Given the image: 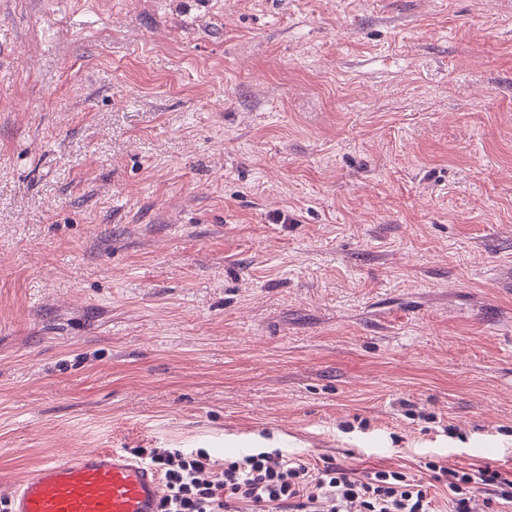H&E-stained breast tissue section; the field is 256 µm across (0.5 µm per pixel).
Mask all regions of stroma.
Returning <instances> with one entry per match:
<instances>
[{
    "label": "stroma",
    "instance_id": "stroma-1",
    "mask_svg": "<svg viewBox=\"0 0 512 512\" xmlns=\"http://www.w3.org/2000/svg\"><path fill=\"white\" fill-rule=\"evenodd\" d=\"M84 448L512 470V0H0V489Z\"/></svg>",
    "mask_w": 512,
    "mask_h": 512
}]
</instances>
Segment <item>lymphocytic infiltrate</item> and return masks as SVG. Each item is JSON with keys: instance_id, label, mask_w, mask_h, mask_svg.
I'll list each match as a JSON object with an SVG mask.
<instances>
[{"instance_id": "f902f5d3", "label": "lymphocytic infiltrate", "mask_w": 512, "mask_h": 512, "mask_svg": "<svg viewBox=\"0 0 512 512\" xmlns=\"http://www.w3.org/2000/svg\"><path fill=\"white\" fill-rule=\"evenodd\" d=\"M134 458L161 475V512H439L431 483L444 486L451 512H469L486 489L497 512H512V471L465 469L430 461L431 483L401 469L362 472L333 461L317 466L282 450L219 459L206 449L135 448Z\"/></svg>"}]
</instances>
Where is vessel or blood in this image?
<instances>
[{"label":"vessel or blood","instance_id":"obj_1","mask_svg":"<svg viewBox=\"0 0 512 512\" xmlns=\"http://www.w3.org/2000/svg\"><path fill=\"white\" fill-rule=\"evenodd\" d=\"M158 471L118 448L46 459L8 497L10 512H160Z\"/></svg>","mask_w":512,"mask_h":512}]
</instances>
